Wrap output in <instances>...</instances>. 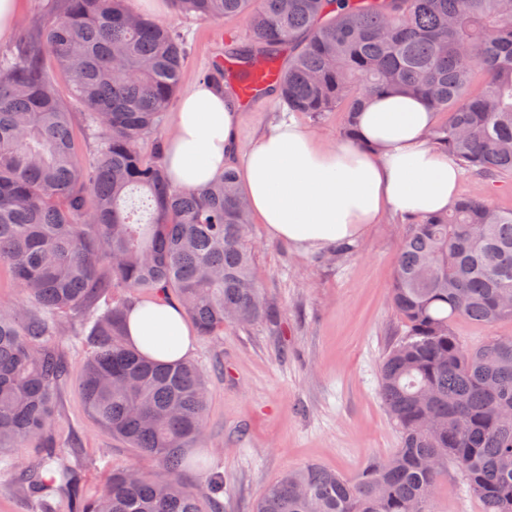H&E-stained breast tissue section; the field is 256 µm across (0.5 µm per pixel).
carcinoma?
<instances>
[{"instance_id": "carcinoma-1", "label": "carcinoma", "mask_w": 512, "mask_h": 512, "mask_svg": "<svg viewBox=\"0 0 512 512\" xmlns=\"http://www.w3.org/2000/svg\"><path fill=\"white\" fill-rule=\"evenodd\" d=\"M214 22L246 17L252 43L234 49L238 84L258 56L294 49L263 94L315 119L344 113L358 140L363 99L425 97L446 115L430 143L489 180L512 172V0H173ZM71 100L100 130L79 159ZM183 44L131 0H54L47 23L21 30L0 60V269L29 308L0 307V448L29 442L24 474L39 512H206L179 474L182 449L204 427L207 378L196 363H159L128 345L125 311L138 294L181 304L201 336L224 335L274 311L253 276L249 212L232 169L196 191L174 187L157 132L180 83ZM485 80L472 89L476 72ZM151 142L152 157L142 151ZM390 300L405 330L388 348L378 393L400 448L354 477L320 464L289 470L262 491L256 512H435L434 489L454 464L484 512H512V336L466 346L455 322L512 321V210L462 197L406 218ZM73 313L86 336L79 388L87 414L168 473L112 472L83 495L52 430L67 363L56 320Z\"/></svg>"}]
</instances>
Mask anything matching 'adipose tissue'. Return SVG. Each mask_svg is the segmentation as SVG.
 Wrapping results in <instances>:
<instances>
[{"mask_svg": "<svg viewBox=\"0 0 512 512\" xmlns=\"http://www.w3.org/2000/svg\"><path fill=\"white\" fill-rule=\"evenodd\" d=\"M237 105L200 82L180 100L163 165L171 183L193 190L221 175L235 154ZM360 141L327 145L295 122H280L251 148L241 178L251 212L272 238L322 250L360 237L389 212L447 210L460 169L426 133L435 112L404 94L367 98L356 115ZM129 344L165 363L187 359L195 332L182 308L156 297L126 311Z\"/></svg>", "mask_w": 512, "mask_h": 512, "instance_id": "1", "label": "adipose tissue"}]
</instances>
